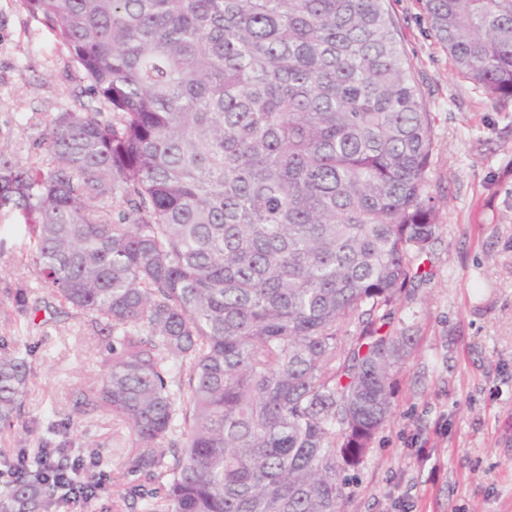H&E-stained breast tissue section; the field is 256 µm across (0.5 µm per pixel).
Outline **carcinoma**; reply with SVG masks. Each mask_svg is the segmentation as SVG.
<instances>
[{"label": "carcinoma", "mask_w": 512, "mask_h": 512, "mask_svg": "<svg viewBox=\"0 0 512 512\" xmlns=\"http://www.w3.org/2000/svg\"><path fill=\"white\" fill-rule=\"evenodd\" d=\"M94 104L37 166L0 152L53 299L105 337L75 410L125 424L113 512H341L414 347L395 309L439 229L431 114L386 0H20ZM456 71L512 100V0H423ZM0 352V424L32 380ZM180 421L184 440L169 433ZM6 461L0 512L72 464Z\"/></svg>", "instance_id": "1"}]
</instances>
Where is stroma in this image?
<instances>
[{"mask_svg": "<svg viewBox=\"0 0 512 512\" xmlns=\"http://www.w3.org/2000/svg\"><path fill=\"white\" fill-rule=\"evenodd\" d=\"M388 7L433 118L439 231L395 310L415 349L394 374L390 418L353 471L343 510L512 512V101H490L455 71L422 0ZM91 99L51 32L18 0H0V149L32 165L48 121ZM27 249L12 216L0 233V344L26 337L34 378L14 429L0 434V458L42 441L65 449L98 489L51 512H112L129 430L104 411H74L78 391L103 374L104 344L88 316L51 308Z\"/></svg>", "mask_w": 512, "mask_h": 512, "instance_id": "obj_1", "label": "stroma"}]
</instances>
